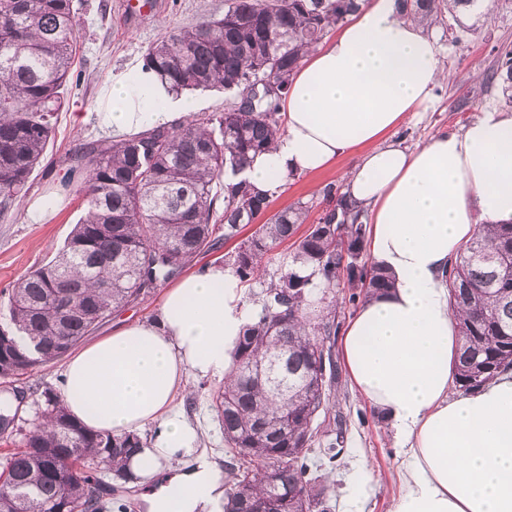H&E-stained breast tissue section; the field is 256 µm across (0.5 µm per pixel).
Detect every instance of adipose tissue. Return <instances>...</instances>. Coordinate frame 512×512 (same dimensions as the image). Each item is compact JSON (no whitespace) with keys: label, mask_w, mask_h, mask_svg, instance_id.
<instances>
[{"label":"adipose tissue","mask_w":512,"mask_h":512,"mask_svg":"<svg viewBox=\"0 0 512 512\" xmlns=\"http://www.w3.org/2000/svg\"><path fill=\"white\" fill-rule=\"evenodd\" d=\"M358 2L325 46L305 53L278 102L284 134L243 176L271 193L287 174L353 156L342 193L361 209L371 260L395 286L362 303L340 344L355 392L384 413L405 450L389 512H512V373L452 395L459 336L446 278L480 225L512 222V112L484 109L463 133L412 148L388 143L434 107L448 75L424 22L396 0ZM106 96L100 122L116 137L198 108L138 64L113 77ZM253 316L232 269L210 265L168 289L154 319L119 326L66 362L60 394L87 428L153 427L145 459L129 463L146 482L173 472L149 496L150 512H218L220 472L176 397L188 376L230 374Z\"/></svg>","instance_id":"1"}]
</instances>
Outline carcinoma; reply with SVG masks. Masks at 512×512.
I'll use <instances>...</instances> for the list:
<instances>
[{
    "mask_svg": "<svg viewBox=\"0 0 512 512\" xmlns=\"http://www.w3.org/2000/svg\"><path fill=\"white\" fill-rule=\"evenodd\" d=\"M440 0H398L430 18ZM358 9L356 0H227L224 16L175 26L144 55V66L176 91L239 92L258 76L277 89L251 105L156 127L114 142L89 139L71 155L62 181L86 202L56 256L3 289L0 316V439L18 417L12 379L61 359L112 311L174 279L194 258L257 224L270 205L237 179L250 158L282 133L276 101L302 54ZM73 0H0V216L33 185L67 102L77 51ZM490 75L512 105V44ZM224 184L217 185V182ZM224 209L218 211V191ZM361 211L343 197L294 242L288 267L261 293L230 377L214 397L224 441L248 464L228 465L224 512H325L326 487L310 454L315 419L330 402L339 371L320 337L336 335L327 293L344 279L363 297L393 287L382 268L359 262L367 235ZM304 223L289 206L257 224L232 257L240 283L259 276L276 246ZM449 303L460 320L456 384L474 390L512 368V224L482 227L448 274ZM29 339L25 349L17 337ZM147 439L92 432L58 396L22 446L0 452V512H101L103 478L136 480L120 463Z\"/></svg>",
    "mask_w": 512,
    "mask_h": 512,
    "instance_id": "1",
    "label": "carcinoma"
}]
</instances>
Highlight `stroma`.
Segmentation results:
<instances>
[{"instance_id":"1","label":"stroma","mask_w":512,"mask_h":512,"mask_svg":"<svg viewBox=\"0 0 512 512\" xmlns=\"http://www.w3.org/2000/svg\"><path fill=\"white\" fill-rule=\"evenodd\" d=\"M123 2L74 0L79 15V52L73 71L79 82L71 90L69 106L58 114L55 140L33 174L30 192L16 200L7 218L0 219V292L51 259L82 216L80 199L64 192L60 183L76 144L108 136L99 114L113 76L130 63L142 62L146 50L169 27L222 17L226 6V0H152L148 12L132 18L125 13ZM427 33L437 42L438 66L448 79L435 91V107L418 113L394 134V141L407 147L441 132H463L482 109L502 106L500 85L489 84L487 78L498 64L499 48L512 44V0H476L458 16L443 14L428 25ZM351 163V158L343 157L320 173L287 176L271 198L270 212L301 204L308 209L307 223H317L325 210L334 207L343 186L342 175ZM48 202L53 205L51 212L36 222L27 220L29 205L41 207ZM163 294V288H155L137 303L113 311L99 326L98 335L110 333L125 320L152 319ZM63 366L60 360L40 365L15 380L24 399L19 410L21 432L14 435V443H21L23 432L29 431L44 403L45 391L56 388ZM220 385L216 378H191L180 393L186 412L199 417L205 430L201 445L219 468L231 460L212 403ZM338 417L343 420V449L330 463L324 450L335 437L334 420ZM315 425L318 435L312 459L320 463L319 473L331 486L329 512H344L345 489L365 481L373 488L365 512H389L403 453L393 428L380 411L356 395L348 373H341L330 405Z\"/></svg>"}]
</instances>
